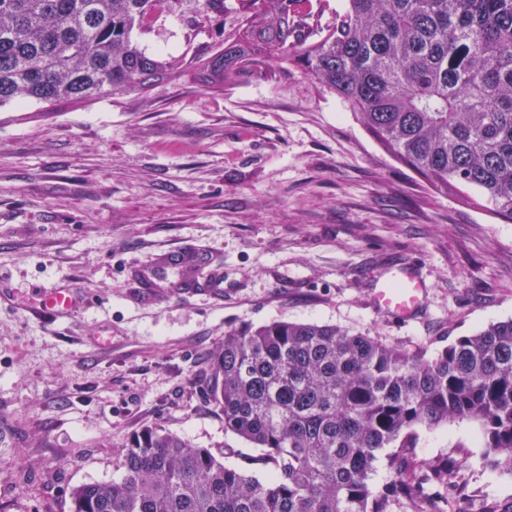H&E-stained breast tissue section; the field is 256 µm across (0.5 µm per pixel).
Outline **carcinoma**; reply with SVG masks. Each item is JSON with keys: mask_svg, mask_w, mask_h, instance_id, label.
Segmentation results:
<instances>
[{"mask_svg": "<svg viewBox=\"0 0 512 512\" xmlns=\"http://www.w3.org/2000/svg\"><path fill=\"white\" fill-rule=\"evenodd\" d=\"M167 0H0V105L83 102L176 78L132 33ZM224 51L194 65L230 81L294 63L436 188L512 221V0H345L310 42L301 0H243ZM224 431L262 450L249 467L163 427L135 434L118 480L85 483L71 512H439L423 485L419 428L478 424L486 459L512 470V319L430 353L334 325L273 321L228 330L203 380ZM403 474L372 491L378 454Z\"/></svg>", "mask_w": 512, "mask_h": 512, "instance_id": "carcinoma-1", "label": "carcinoma"}]
</instances>
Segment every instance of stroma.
Instances as JSON below:
<instances>
[{
    "label": "stroma",
    "mask_w": 512,
    "mask_h": 512,
    "mask_svg": "<svg viewBox=\"0 0 512 512\" xmlns=\"http://www.w3.org/2000/svg\"><path fill=\"white\" fill-rule=\"evenodd\" d=\"M224 3L169 0L135 31L178 59L170 83L0 106V512H70L150 426L234 466L258 456L205 398L225 331L328 324L434 351L512 319V223L430 185L299 66L197 80L240 18ZM167 252L222 270L223 299L181 286ZM401 267L427 284L415 320L374 303ZM41 289L71 295L70 313L29 307ZM414 453L452 469L447 512L512 501L473 421L418 429Z\"/></svg>",
    "instance_id": "obj_1"
}]
</instances>
